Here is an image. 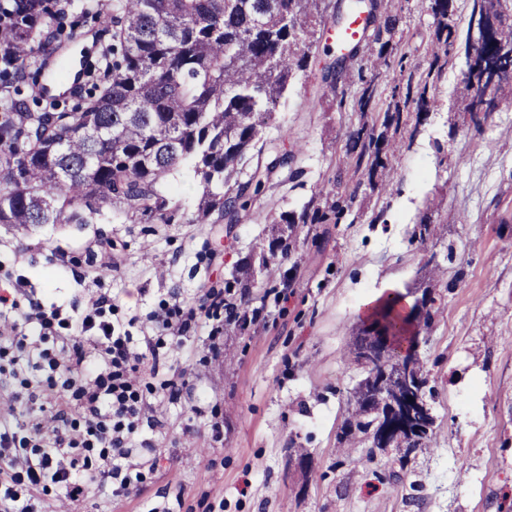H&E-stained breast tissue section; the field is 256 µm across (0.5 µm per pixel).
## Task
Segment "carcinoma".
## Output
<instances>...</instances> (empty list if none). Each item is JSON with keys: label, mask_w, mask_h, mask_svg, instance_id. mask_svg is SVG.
Listing matches in <instances>:
<instances>
[{"label": "carcinoma", "mask_w": 512, "mask_h": 512, "mask_svg": "<svg viewBox=\"0 0 512 512\" xmlns=\"http://www.w3.org/2000/svg\"><path fill=\"white\" fill-rule=\"evenodd\" d=\"M456 0H429L435 20L437 49L448 60L466 67L467 84L490 78V64L512 65L500 55V45L485 43V65L469 62L472 27L459 30L452 22ZM470 16L489 26L512 20V0H468ZM325 0H112L119 28L113 35L112 59L105 60L108 81L93 86L69 112L52 103L39 112L28 109L20 84L26 62L42 56L52 61L60 30L51 29L55 13L49 0H0V81L12 85L0 97V224L25 229L31 224H87L113 209L126 218L136 215L167 219L171 203L162 184L178 167L188 165L203 187L195 220L234 218L247 209L269 182V169H256L240 180L246 156L263 152L272 142L261 141L262 127L277 111L279 101L305 71L316 26L324 18ZM399 18L367 36L379 45L370 72L359 69L357 100L363 121L353 142L361 146L358 164L374 156L370 170L384 166L380 144L368 120L379 78L395 63L404 67L409 56L384 35L392 34ZM391 102L384 129L400 124V107L414 102L428 112L435 99L428 83L401 89L390 87ZM512 99V83L499 82L483 100L468 98L465 111L478 127L489 122L499 105ZM348 205L337 200L329 211L311 210L281 216L284 224L341 221ZM403 296L380 300L363 335L388 333L397 344L415 348L414 336L431 325L435 299L403 314ZM364 344L350 352L363 365L365 377L350 398L351 411L339 443L357 434L377 440L387 420L389 389L376 388L382 369L396 372V359L365 355ZM405 387L420 392L427 412L412 431L414 447L428 445L435 418L426 397L428 377L420 358L404 372Z\"/></svg>", "instance_id": "1"}]
</instances>
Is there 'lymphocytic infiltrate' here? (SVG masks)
<instances>
[{
    "mask_svg": "<svg viewBox=\"0 0 512 512\" xmlns=\"http://www.w3.org/2000/svg\"><path fill=\"white\" fill-rule=\"evenodd\" d=\"M106 303L98 297L85 314L65 318L59 308L33 301L21 318L36 325V334L19 333L14 324L0 329V362L32 357L48 371L44 381L27 387L29 399L45 403V411L23 432L0 431V512H39L54 487L73 504L95 489H110L116 498L137 494L133 439L149 412L142 383L167 370L168 361L152 337L136 347L100 320ZM202 317L212 320L215 335L218 319H249L231 295L209 288L199 306L153 320L161 335L179 342Z\"/></svg>",
    "mask_w": 512,
    "mask_h": 512,
    "instance_id": "obj_1",
    "label": "lymphocytic infiltrate"
}]
</instances>
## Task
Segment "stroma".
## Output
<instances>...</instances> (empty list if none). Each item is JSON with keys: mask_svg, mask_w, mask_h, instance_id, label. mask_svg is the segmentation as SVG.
<instances>
[{"mask_svg": "<svg viewBox=\"0 0 512 512\" xmlns=\"http://www.w3.org/2000/svg\"><path fill=\"white\" fill-rule=\"evenodd\" d=\"M108 4L91 0L90 17L65 18V57L98 66L111 43ZM390 14L400 17L393 39L411 57L388 70L387 83L415 84L438 68V106L403 109L402 146L376 173L356 168L349 138L360 119L357 70L374 58L360 46L328 96L320 30L307 70L262 133L294 160L237 223H195L200 188L181 167L167 178L175 209L164 223L116 215L0 226V292L18 304L0 316L12 320L32 299L74 316L105 296L115 302L106 320L139 339L160 307L198 305L213 284L259 312L225 325L218 355L204 318L180 345H166L173 371L192 375L177 396L159 378L147 395L161 424L141 426L135 445L154 449L155 467L137 496L93 492L79 512H499L512 499V105L475 127L463 69L434 56L425 4L377 0L378 20ZM336 183L356 193L340 223H281L303 203L333 202ZM425 215L436 233L421 242L412 232ZM281 235L288 259L263 263ZM100 246L121 257L118 271L102 268ZM427 288L437 311L418 353L434 392L429 447L375 450L360 435L340 450L364 375L345 354L365 302L393 290L411 305Z\"/></svg>", "mask_w": 512, "mask_h": 512, "instance_id": "1", "label": "stroma"}]
</instances>
